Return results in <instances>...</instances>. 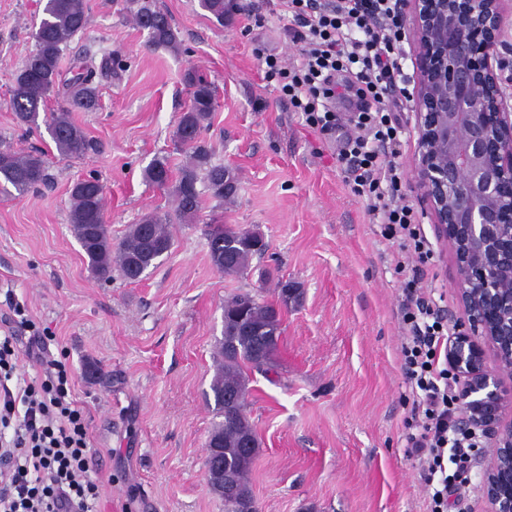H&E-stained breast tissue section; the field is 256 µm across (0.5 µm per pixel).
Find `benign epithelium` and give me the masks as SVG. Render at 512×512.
Instances as JSON below:
<instances>
[{"instance_id": "obj_1", "label": "benign epithelium", "mask_w": 512, "mask_h": 512, "mask_svg": "<svg viewBox=\"0 0 512 512\" xmlns=\"http://www.w3.org/2000/svg\"><path fill=\"white\" fill-rule=\"evenodd\" d=\"M507 0H404L417 70L412 176L467 315L448 339L463 426L490 440L488 512H512V101L498 75ZM495 365L487 364V351ZM206 485L223 477L205 450Z\"/></svg>"}]
</instances>
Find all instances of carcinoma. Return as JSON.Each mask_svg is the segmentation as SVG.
<instances>
[{"label": "carcinoma", "mask_w": 512, "mask_h": 512, "mask_svg": "<svg viewBox=\"0 0 512 512\" xmlns=\"http://www.w3.org/2000/svg\"><path fill=\"white\" fill-rule=\"evenodd\" d=\"M200 7L222 25L229 14L226 0H199ZM130 12L137 26L148 32L156 46L171 50L180 41L167 14L153 0H130ZM86 0H45L42 16L34 33V49L24 58L11 90V105L17 122L32 130L39 127L40 107L53 93H61L73 108L92 112L98 107L97 71L80 58L73 63L69 81L60 79L63 48L86 28ZM190 105L177 118L174 139L189 152V160L178 177L168 163L154 161L147 178L161 188L172 187L174 214L144 215L131 226L119 246H112V235L104 219L103 186L95 176L74 183L70 190L69 223L85 252L89 266L101 281L112 280V273L135 282L162 256L158 245H173V220L194 221L203 209L197 184L205 183L212 198H234L238 180L233 171L211 163V152L201 139L202 130L217 103L211 84L201 76L189 75ZM56 150L63 156L80 158L91 149L84 130L70 117V110L53 112L45 118ZM47 180L45 162L38 153L19 154L0 150V183L25 192ZM212 265L228 277L244 275L254 257L262 256L268 244L257 232L235 224H210L207 229ZM286 284H279L277 299L266 301L250 292H239L224 301V330L219 341V366L211 384L217 414L223 420L210 433L207 447L217 448L224 466V491L213 494L224 501V512H240L254 497L249 474L259 442L246 413V400L228 397L234 390L247 391L245 367L268 372L276 365L281 336L282 311L300 296L284 297Z\"/></svg>", "instance_id": "cac0c4a2"}]
</instances>
